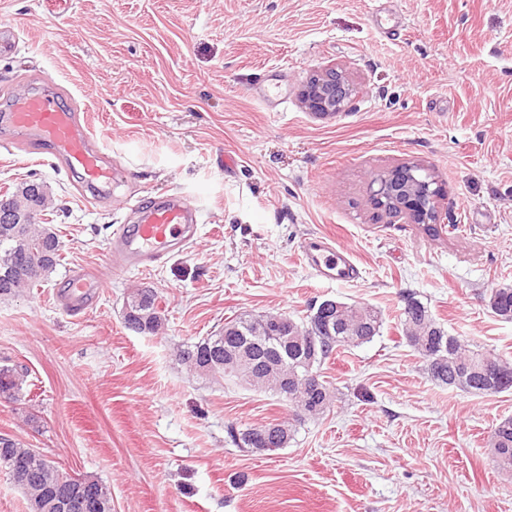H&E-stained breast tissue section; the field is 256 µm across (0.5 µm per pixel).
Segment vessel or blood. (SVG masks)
<instances>
[{
  "instance_id": "vessel-or-blood-1",
  "label": "vessel or blood",
  "mask_w": 512,
  "mask_h": 512,
  "mask_svg": "<svg viewBox=\"0 0 512 512\" xmlns=\"http://www.w3.org/2000/svg\"><path fill=\"white\" fill-rule=\"evenodd\" d=\"M0 132L27 136L32 145L48 150L66 167L81 170L92 191L112 186V163L93 146L87 122L58 106L48 93L12 96L0 111ZM134 211L135 223L120 225L114 238L112 252L119 268L149 269L197 232L196 210L187 197H159L151 205H135ZM301 261L316 277L329 282H352L361 275L351 253L323 235L304 241ZM104 286L97 270L74 269L62 304L69 311H80Z\"/></svg>"
}]
</instances>
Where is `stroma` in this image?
<instances>
[{"label":"stroma","mask_w":512,"mask_h":512,"mask_svg":"<svg viewBox=\"0 0 512 512\" xmlns=\"http://www.w3.org/2000/svg\"><path fill=\"white\" fill-rule=\"evenodd\" d=\"M17 35L0 93L31 76L86 115L126 175L90 199L81 174L0 139V198L45 183L62 261L48 282L0 298V365L24 373L0 400V437L103 481L112 512H512V476L490 434L512 390L436 384L399 325L407 296L450 335L512 362V0H0ZM364 92L306 112L312 67ZM418 163L441 185L442 232L377 220L374 175ZM180 193L193 242L147 271L113 274L114 230L135 201ZM331 237L363 269L317 279L304 238ZM102 271L96 303L62 307L71 271ZM157 294L163 327L129 329L127 294ZM333 299L380 311L372 341L319 368L330 408L190 371L181 348L241 313L300 320ZM290 421L287 447H236L229 427ZM489 307L494 314L512 320V288H495L489 295Z\"/></svg>","instance_id":"35a3bbf8"}]
</instances>
